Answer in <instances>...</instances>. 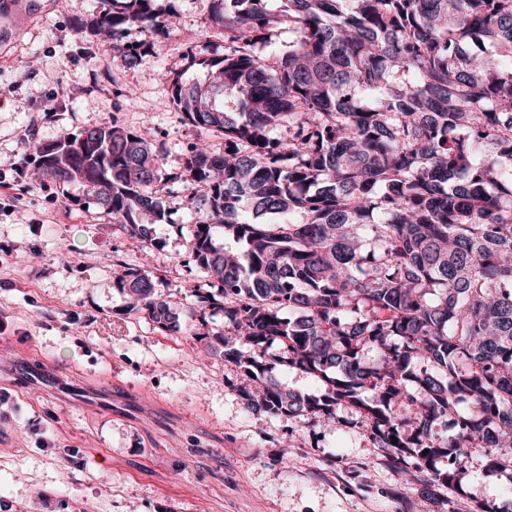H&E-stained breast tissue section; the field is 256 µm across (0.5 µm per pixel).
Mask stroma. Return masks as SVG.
Returning a JSON list of instances; mask_svg holds the SVG:
<instances>
[{
	"label": "stroma",
	"instance_id": "obj_1",
	"mask_svg": "<svg viewBox=\"0 0 512 512\" xmlns=\"http://www.w3.org/2000/svg\"><path fill=\"white\" fill-rule=\"evenodd\" d=\"M205 0H163L167 37L132 68L110 64L83 28L102 0H19L0 51V512H473L512 502V480L465 462L463 492L427 494L374 447L356 413L334 422L249 407L250 381L190 331L163 333L126 309L114 286L151 267L177 311L204 272L189 261L195 211L175 185L166 223L145 241L113 227L82 187L37 182L36 143L119 120L165 147L166 173L186 148L224 145L184 123L175 72L204 77L188 54L222 55ZM130 99H123V92ZM43 371L31 385V366Z\"/></svg>",
	"mask_w": 512,
	"mask_h": 512
}]
</instances>
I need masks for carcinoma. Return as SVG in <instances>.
<instances>
[{"mask_svg":"<svg viewBox=\"0 0 512 512\" xmlns=\"http://www.w3.org/2000/svg\"><path fill=\"white\" fill-rule=\"evenodd\" d=\"M106 2L84 28L133 67L155 43L125 33L166 35L163 6ZM208 2L224 54L188 60L219 80L177 73L169 92L224 150L194 144L171 176L164 146L114 118L37 144L41 179L81 185L144 240L172 185L191 190L207 291L186 319L224 315L215 343L255 384L250 404L316 422L348 406L432 489L462 490L477 448L512 475V0ZM115 288L182 330L150 271ZM280 367L321 388L288 389Z\"/></svg>","mask_w":512,"mask_h":512,"instance_id":"cac0c4a2","label":"carcinoma"}]
</instances>
